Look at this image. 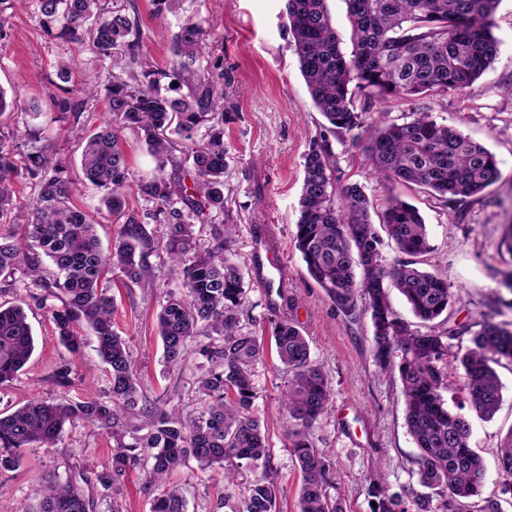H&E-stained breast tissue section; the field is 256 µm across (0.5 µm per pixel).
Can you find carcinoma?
<instances>
[{
	"label": "carcinoma",
	"instance_id": "1",
	"mask_svg": "<svg viewBox=\"0 0 512 512\" xmlns=\"http://www.w3.org/2000/svg\"><path fill=\"white\" fill-rule=\"evenodd\" d=\"M99 0H39V21L59 36L88 40L102 61L114 51L128 55V66L143 68L145 85L112 78L104 95L87 83L82 102L57 100L60 114L79 118L83 107L104 101L107 118L93 133L74 126L68 132L81 141L84 178L104 191L102 203L120 225L113 246L103 249L89 215L72 203L76 183L40 128L23 121L6 123V112L21 108V92L7 97L0 89V224L23 228L0 233V276L21 271L42 293L30 301L48 308L60 343L73 355L85 346L78 327L94 333L95 351L107 366L105 396L87 401L36 399L13 411L0 410V470L16 468L26 448L55 446L65 427L82 425L112 435L111 471H87L41 486L37 504L26 512H90L87 491L112 489L126 471L151 462L147 478L157 494L152 512H186L181 488L169 482L171 472L193 457L201 469H220L224 487L239 486L245 471L253 478L241 489L234 512H277L278 487L272 476L266 427L254 412L252 366L265 343L240 328L246 303L243 276L229 254L234 225L217 224L224 215V74L201 69L200 28L186 22L172 45L170 71L147 69L141 54L142 33L136 15L119 10L103 18ZM353 48H339L327 0H286L289 34L312 102L326 119L325 133L310 142L296 224L295 247L310 278L346 316L368 314L371 352L380 370L394 359L402 385L406 424L420 454L419 483L443 497L414 501L415 512H471L470 499L484 478L481 459L469 446L470 426L461 413L448 410L441 391L448 373L449 333H421L391 307L388 285L398 288L410 311L427 323L449 312L454 294L448 282L418 267L416 257L429 250L428 231L419 210L389 194L382 224L404 260L387 268L381 262V239L371 221L373 200L357 183L338 187L336 160L327 135H367L365 161L370 175L390 184L422 186L447 203L481 195L499 176L495 156L459 131L438 123L430 112L415 111L403 121L366 123L375 98L420 99L428 94L463 92L496 60L499 39L494 14L500 0H347ZM173 78L187 89L179 97H162L157 86ZM206 126V142L191 149L183 177H170L177 142L190 140ZM140 138L156 159L153 175L131 183L122 141L125 133ZM190 176L193 187L185 183ZM20 179L35 183L36 196L17 197ZM153 204L152 218L166 226L167 253L181 267V290L168 294L157 315L158 335L166 363L175 365L189 352L196 336L211 338L200 349L208 367L197 380L205 408L191 419L156 403L142 401L133 355L114 329V303L104 282L119 269L126 286L150 288L144 247L149 237L135 214L126 211L131 189ZM209 225L210 239L199 248L194 225ZM60 305H47L49 299ZM280 362L288 373L281 406L289 428L288 448L302 474L299 512H344L330 497L335 484L332 460L311 441L307 428L327 409L331 388L321 366L311 359L309 339L291 321L272 323ZM34 336L20 304L0 302V388L13 383L34 352ZM512 364V329L486 322L459 357L463 386L472 409L491 419L502 400V384L492 364ZM72 363L59 364L55 384H72ZM502 493L512 494V430L499 454ZM368 492L377 512H409L402 495L376 478Z\"/></svg>",
	"mask_w": 512,
	"mask_h": 512
}]
</instances>
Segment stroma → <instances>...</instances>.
Segmentation results:
<instances>
[{
    "label": "stroma",
    "mask_w": 512,
    "mask_h": 512,
    "mask_svg": "<svg viewBox=\"0 0 512 512\" xmlns=\"http://www.w3.org/2000/svg\"><path fill=\"white\" fill-rule=\"evenodd\" d=\"M104 13L135 7L142 30V52L154 69H165L172 57L174 36L186 22L204 32L201 65L219 68L227 80L228 108L224 114V220L233 224L232 259L247 290L240 325L265 337L270 321L285 317L310 339L311 357L326 374L332 396L325 413L310 428L316 447L336 466L330 496L341 499L346 512H373L366 491L370 476L381 475L406 503L425 489L416 474L419 450L408 432L402 386L397 370L380 371L371 353L369 316H346L308 276L294 246L298 202L304 178V157L310 140L325 123L314 107L291 44L284 0H183L175 13H158L154 0H100ZM11 24L0 34V88L22 89L25 102L35 103L37 120L66 163L72 178H80V151L68 135L71 124L91 129L104 118L103 104L86 107L80 119L61 117L54 99L57 63L74 58L69 85L92 82L105 86L124 73V61H98L87 44L66 42L39 24L37 0H12ZM494 33L500 41L493 65L465 93L448 92L414 102L375 99L367 115L398 118L424 110L488 148L500 176L483 197L455 204L412 184L390 185L372 177L362 143L350 136L331 138L340 184H363L368 196L383 202L388 193L400 195L420 210L428 226L431 249L420 258L424 269L447 280L458 301L449 321L412 320L423 333L456 329L448 351V387L442 396L451 411H462L471 424L470 445L480 456L485 476L481 497L500 498L502 512H512V495L502 494L497 466L500 444L512 429V364L497 365L503 399L492 420L480 418L468 405L456 361L483 321L512 328V290L502 283L512 271V252L503 240L512 230V0H500ZM130 211L141 217L150 241L146 261L154 282L148 289L125 287L119 272L107 286L115 302V330L128 342L148 400L195 413L204 406L195 381L208 366L200 336L182 366L163 362L156 316L168 291L178 290L181 274L169 260L163 225L150 214L153 205L138 193L128 198ZM28 320L35 351L18 379L0 388V409L16 408L34 399L99 397L108 389L107 372L92 347L72 357L53 333L47 310L31 307ZM72 361V387L52 384L50 373L62 361ZM287 375L275 346L267 342L256 362L254 408L267 424L273 475L283 512H296L300 471L288 451L287 424L281 413V392ZM112 456V438L83 426L66 428L53 448H28L20 467L0 471V512H24L35 505V492L46 480H66L74 469L98 470ZM146 466L128 471L109 495H95L93 512H151L152 495L145 490ZM171 479L181 486L187 512H234L238 498L221 503L224 479L218 471L201 469L196 460L176 470Z\"/></svg>",
    "instance_id": "stroma-1"
}]
</instances>
